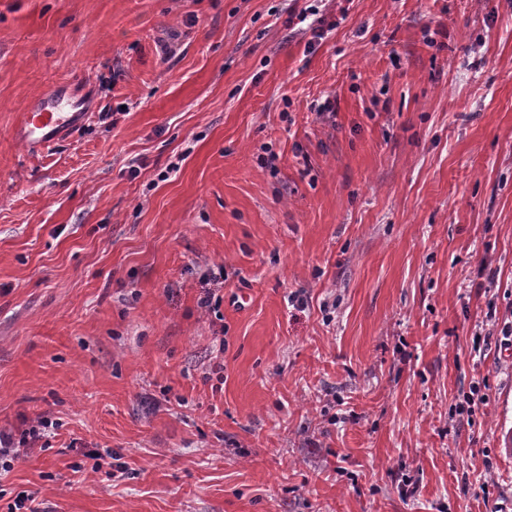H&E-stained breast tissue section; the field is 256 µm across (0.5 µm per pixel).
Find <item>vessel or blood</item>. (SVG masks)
<instances>
[{
	"label": "vessel or blood",
	"mask_w": 512,
	"mask_h": 512,
	"mask_svg": "<svg viewBox=\"0 0 512 512\" xmlns=\"http://www.w3.org/2000/svg\"><path fill=\"white\" fill-rule=\"evenodd\" d=\"M84 117L80 98L57 86L28 106L14 138L27 150H48L77 127Z\"/></svg>",
	"instance_id": "b4317fda"
}]
</instances>
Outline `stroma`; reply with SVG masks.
<instances>
[{
    "label": "stroma",
    "instance_id": "1",
    "mask_svg": "<svg viewBox=\"0 0 512 512\" xmlns=\"http://www.w3.org/2000/svg\"><path fill=\"white\" fill-rule=\"evenodd\" d=\"M491 302L512 0H0V430L52 422L0 512H512ZM67 88L55 86L27 107L14 132L15 140L27 150L38 152L55 147L87 115L82 112L81 98L69 95Z\"/></svg>",
    "mask_w": 512,
    "mask_h": 512
}]
</instances>
